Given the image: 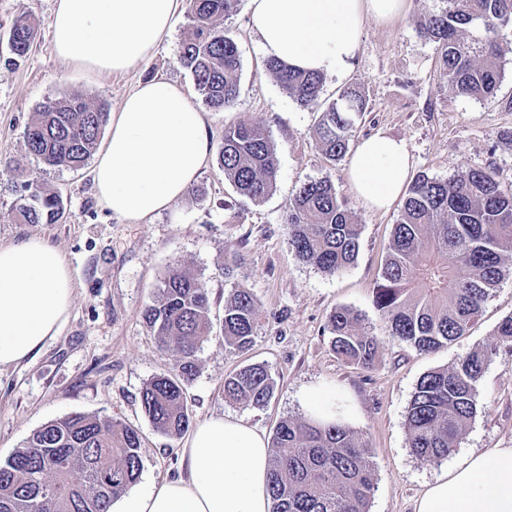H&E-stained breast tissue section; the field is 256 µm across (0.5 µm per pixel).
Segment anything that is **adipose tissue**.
<instances>
[{
    "mask_svg": "<svg viewBox=\"0 0 512 512\" xmlns=\"http://www.w3.org/2000/svg\"><path fill=\"white\" fill-rule=\"evenodd\" d=\"M187 0H54L56 56L99 74H129L169 38ZM405 0H250V26L265 57L335 74L355 57L366 18L402 15ZM206 112L183 86L138 81L112 115L91 170L98 203L132 224H148L183 198L211 152ZM411 172L403 140L363 139L348 166L359 202L388 210ZM74 283L63 254L29 237L0 244V369L21 363L57 336ZM269 441L244 419L201 421L181 448L184 476L127 498L117 512H270ZM414 512H512V447L469 455L426 484Z\"/></svg>",
    "mask_w": 512,
    "mask_h": 512,
    "instance_id": "ef3b65f1",
    "label": "adipose tissue"
}]
</instances>
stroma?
<instances>
[{
    "label": "stroma",
    "mask_w": 512,
    "mask_h": 512,
    "mask_svg": "<svg viewBox=\"0 0 512 512\" xmlns=\"http://www.w3.org/2000/svg\"><path fill=\"white\" fill-rule=\"evenodd\" d=\"M54 0H0V35L21 15L40 27L26 59L8 64L0 47V160L38 171L46 189L59 192L64 215L56 224H19L12 206L19 191L15 177L0 173V244L37 235L65 256L74 281V299L59 334L18 365L0 370V460H5L47 421L71 413L108 415L134 428L141 441L143 491L181 471L182 440L159 433L144 414L140 392L152 377L171 371L172 354L159 350L142 310L156 296L171 263L178 262L210 290L211 317L220 323L233 285L250 289L261 313L251 350L238 352L218 339L197 353L198 373L186 386L193 422L232 415L273 434L285 417H301L303 390L311 385L342 389L350 408L348 424L364 441L376 475L369 512H413L426 483L473 452L512 447V349L502 348L477 384L478 412L448 460L431 465L407 445L406 415L418 381L449 367L493 339L499 322L512 315V275L484 305L466 335L423 354L389 335L373 304V288L385 262L399 207L376 213L354 196L348 162L326 159L313 135L317 113L289 97L265 70L258 37L249 26V6L225 19L224 29L239 45L241 95L228 112H209L212 143L220 145L226 125L257 122L275 147L277 181L262 202L238 197L225 180L217 154H210L197 184L199 196H185L149 224H131L97 205L91 170L44 168L24 147L33 113L47 101L70 93L116 111L135 83L165 78L202 103L178 48L189 33L187 15L155 56L127 75L82 71L53 51L49 18ZM439 0H407L402 16L381 24L367 20L359 49L342 73L326 76L322 97L359 84L368 110L356 123L352 144L384 132L404 139L412 174L447 180L458 170L488 167L502 186H512V27L504 31L503 74L493 96L452 94L441 83L438 50L422 37L415 20ZM330 178L360 224L355 263L327 274L300 263L288 247L281 216L304 182ZM244 259L241 274L224 275V257ZM358 314L360 329L379 348L368 368L339 358L326 330L336 308ZM265 365L276 382L264 407H242L224 398L225 376L245 365Z\"/></svg>",
    "instance_id": "35a3bbf8"
}]
</instances>
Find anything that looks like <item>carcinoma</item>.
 <instances>
[{
    "mask_svg": "<svg viewBox=\"0 0 512 512\" xmlns=\"http://www.w3.org/2000/svg\"><path fill=\"white\" fill-rule=\"evenodd\" d=\"M240 0H189L190 34L180 58L206 105L231 110L241 93L240 52L224 32V19ZM512 25V0H440L417 20L419 33L439 50V77L457 96L487 98L502 78V29ZM37 24L17 17L8 33L9 63L31 50ZM266 71L299 105L319 113L313 133L330 161L349 150L354 118L367 111V97L351 83L328 105L321 103L324 76L288 68L269 58ZM108 120L104 106L80 94L49 101L26 126V151L52 168L78 169L97 149ZM224 177L253 202L276 185L274 146L264 126L240 122L224 127L219 146ZM22 193L13 206L19 224H56L62 197L46 190L36 173L9 162ZM295 257L328 274L356 260L360 228L327 178L303 184L285 215ZM512 258V187L482 167L442 180L421 174L412 181L395 224L373 302L390 335L419 352L434 351L463 336L482 312ZM158 348L174 357L172 371L151 378L140 394L154 428L177 438L191 425L185 385L197 373V353L212 337L210 293L205 283L177 264L169 267L155 299L142 311ZM259 307L246 288L224 301V346H253ZM334 351L370 366L374 338L359 332L347 308L327 322ZM503 346L512 347V316L495 337L454 365L431 371L416 385L407 410L408 447L420 460L448 458L477 413L476 383ZM275 381L263 364L248 365L224 379V397L245 407H263ZM136 430L109 417L72 413L34 431L24 447L0 462V512H110L141 472ZM272 512H368L375 471L362 440L341 421L308 418L280 421L270 444L268 478Z\"/></svg>",
    "mask_w": 512,
    "mask_h": 512,
    "instance_id": "carcinoma-1",
    "label": "carcinoma"
}]
</instances>
